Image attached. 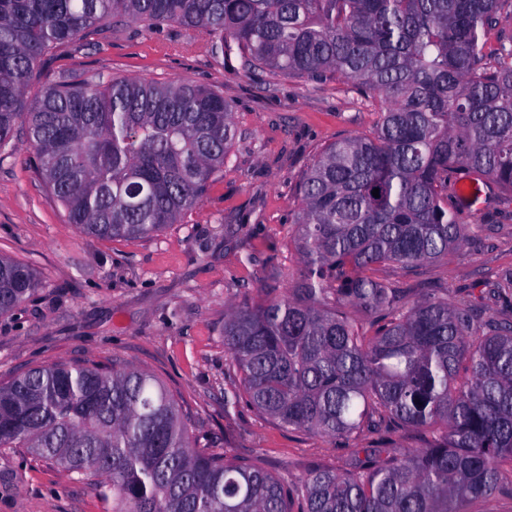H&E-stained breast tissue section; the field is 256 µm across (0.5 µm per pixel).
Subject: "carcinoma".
Returning <instances> with one entry per match:
<instances>
[{
  "instance_id": "cac0c4a2",
  "label": "carcinoma",
  "mask_w": 512,
  "mask_h": 512,
  "mask_svg": "<svg viewBox=\"0 0 512 512\" xmlns=\"http://www.w3.org/2000/svg\"><path fill=\"white\" fill-rule=\"evenodd\" d=\"M512 0H0V146L25 123L38 175L85 236L144 238L181 224L224 170L237 128L218 92L136 78L25 95L41 58L114 18L177 23L227 40L250 68L342 79L380 102L373 132L328 145L299 180L291 288L224 312L245 400L281 426L345 446L364 433H430L298 483L192 445L151 374L41 366L0 384V448H25L99 488L111 512H463L512 496V319L478 320L512 272L460 304L373 278L462 248L479 232L448 205L452 180L512 194V36L484 38ZM379 189V197L372 195ZM43 282L0 258V315ZM429 435L416 431H404L392 436V439L386 443L383 450V456L399 454L408 448H418Z\"/></svg>"
}]
</instances>
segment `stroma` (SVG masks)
Masks as SVG:
<instances>
[{"label":"stroma","instance_id":"1","mask_svg":"<svg viewBox=\"0 0 512 512\" xmlns=\"http://www.w3.org/2000/svg\"><path fill=\"white\" fill-rule=\"evenodd\" d=\"M209 35L176 23L150 31L110 26L54 47L29 87L37 96L71 76L189 80L221 93L238 136L184 223L149 238L81 235L34 167L25 126L0 148V255L30 265L45 286L0 315V383L56 363L121 361L154 375L174 396L197 447L252 457L294 482L315 466L343 468L349 448L293 431L248 405L225 410L236 376L224 347V311L256 294L268 274L286 290L300 267L293 245L301 174L330 143L371 133L379 103L345 81L316 85L249 70L234 41L212 55ZM476 242L406 273L379 266V279L418 294L462 300L512 265V197L484 193L464 218ZM256 264H243L244 254ZM0 512H106L95 489L23 448L0 449Z\"/></svg>","mask_w":512,"mask_h":512}]
</instances>
